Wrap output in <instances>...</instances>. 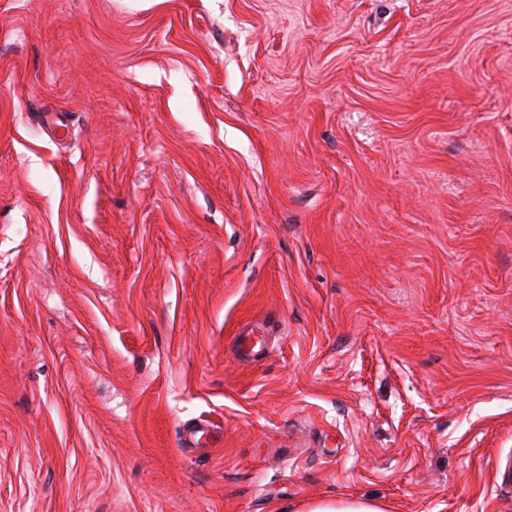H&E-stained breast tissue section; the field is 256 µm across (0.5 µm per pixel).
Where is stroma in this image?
Here are the masks:
<instances>
[{
  "instance_id": "1",
  "label": "stroma",
  "mask_w": 512,
  "mask_h": 512,
  "mask_svg": "<svg viewBox=\"0 0 512 512\" xmlns=\"http://www.w3.org/2000/svg\"><path fill=\"white\" fill-rule=\"evenodd\" d=\"M512 512V0H0V512ZM309 512H385L379 504L361 500H336L314 506Z\"/></svg>"
}]
</instances>
